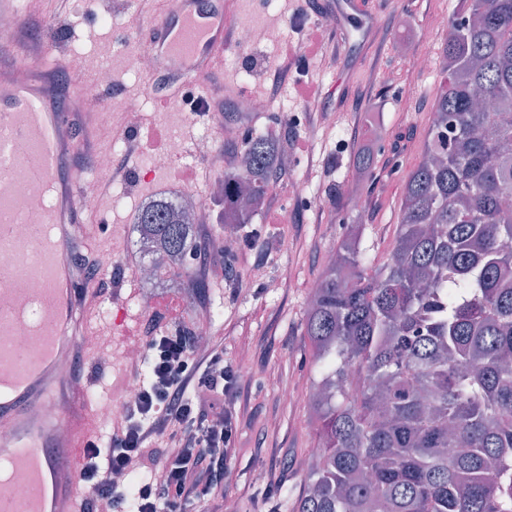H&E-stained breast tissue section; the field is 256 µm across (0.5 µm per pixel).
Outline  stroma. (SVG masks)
Here are the masks:
<instances>
[{
	"instance_id": "stroma-1",
	"label": "stroma",
	"mask_w": 512,
	"mask_h": 512,
	"mask_svg": "<svg viewBox=\"0 0 512 512\" xmlns=\"http://www.w3.org/2000/svg\"><path fill=\"white\" fill-rule=\"evenodd\" d=\"M346 0H238L236 28L276 26L297 44L300 27L320 23L336 28L342 38L337 60L323 68L310 62L302 80L322 87L326 108L337 115L335 124L324 126L311 138L310 152L295 153V166L282 170L252 223L239 227L242 241L254 244L263 254L261 265L241 268L232 259L224 261L223 279L207 280L190 296L169 292L158 282L153 294L159 301L180 305V320L191 325L208 317L216 336L224 340V358L243 369L241 398L252 415L241 422L235 475L224 486V500L235 504V512H291L306 471L302 459L317 447V423L311 415L310 392L317 368L314 350L304 334L307 291L316 286L325 266L322 257L334 250L347 225H360L362 244L377 261H386L397 234L402 186L421 161L427 144L437 96L444 73L418 74L403 66L406 59L422 54L439 58L446 30L432 28V15L454 14L458 0H370L368 14L345 8ZM150 0H75L63 17L45 9L44 24L34 26L32 37L54 35L65 47L70 71L92 75L97 64L111 67L114 87L103 93V109L114 118L134 106H142L144 121L138 131L141 154L130 160L133 176L120 184L118 194L97 197V211L107 224L106 246L124 253L128 263L139 254L131 234L138 209L150 198L183 193L201 186L203 179L221 180L219 167L196 169L194 165L157 169L145 174L144 157L162 153L167 135L180 130L186 145H193L209 117L189 119V108L181 97L159 102L147 98L141 79L128 74L125 51L142 45L133 19L153 17ZM404 13L408 25L395 26L394 15ZM280 44H258L243 52L231 47L224 52V66L217 77L225 88H238L243 95H261L266 79L278 66ZM224 120L271 131L280 138H305L309 131L302 104L291 89L272 98L268 112L240 115L232 97L224 99ZM373 149L370 171L353 165L354 153L363 146ZM302 179V196L289 194L294 179ZM363 206H355V196ZM282 206L279 220L269 217V205ZM290 269L276 293H268V279ZM112 287L121 289L128 317L123 332L112 329V319L95 313L92 329L109 334L111 352L88 351L89 361L101 362L103 372L90 388L96 396H121L127 381L121 352L133 342L141 324L137 295L143 284L131 275H113ZM292 392L283 401L281 390Z\"/></svg>"
}]
</instances>
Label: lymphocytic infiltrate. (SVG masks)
<instances>
[{
  "instance_id": "obj_1",
  "label": "lymphocytic infiltrate",
  "mask_w": 512,
  "mask_h": 512,
  "mask_svg": "<svg viewBox=\"0 0 512 512\" xmlns=\"http://www.w3.org/2000/svg\"><path fill=\"white\" fill-rule=\"evenodd\" d=\"M305 55L316 61L336 57L335 32L317 27L302 50L286 53L270 78L269 95L278 94ZM292 83L310 127H320V87ZM173 320L163 303L142 324L147 363L127 367L142 387L128 401L109 444L89 441L79 481L112 505L133 500L135 512H183L189 506L223 512L224 478L236 460L239 423L249 415L238 400L241 377L224 359L223 340L211 338L206 349H198L191 331L173 327ZM121 470L149 479L134 486L113 482V472Z\"/></svg>"
}]
</instances>
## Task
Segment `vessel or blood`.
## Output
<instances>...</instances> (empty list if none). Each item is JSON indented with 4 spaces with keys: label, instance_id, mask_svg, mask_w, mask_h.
Listing matches in <instances>:
<instances>
[{
    "label": "vessel or blood",
    "instance_id": "vessel-or-blood-1",
    "mask_svg": "<svg viewBox=\"0 0 512 512\" xmlns=\"http://www.w3.org/2000/svg\"><path fill=\"white\" fill-rule=\"evenodd\" d=\"M235 0H170L148 31L162 65L179 68L184 84L201 83L224 64V45ZM30 61L29 81H13L20 59ZM60 44L32 42L27 24L0 36V252L17 264L0 271V457L31 484L28 496L0 480V512H82L87 491L77 466L91 436L88 385H75L53 366L84 355L82 336L99 304L98 287L77 292L69 241L82 223L83 174L74 158L82 134L101 117L83 111L78 94L60 102L54 77L65 67ZM52 186L50 208L31 214L28 191ZM27 324L30 351L8 337ZM59 404L52 418L38 417L45 400Z\"/></svg>",
    "mask_w": 512,
    "mask_h": 512
}]
</instances>
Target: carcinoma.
<instances>
[{
    "label": "carcinoma",
    "mask_w": 512,
    "mask_h": 512,
    "mask_svg": "<svg viewBox=\"0 0 512 512\" xmlns=\"http://www.w3.org/2000/svg\"><path fill=\"white\" fill-rule=\"evenodd\" d=\"M445 86L381 265L342 241L305 335L321 454L292 512H512V0H459ZM224 170V227L252 223L280 172L271 135ZM155 279L182 276L197 225L176 194L133 222Z\"/></svg>",
    "instance_id": "obj_1"
}]
</instances>
